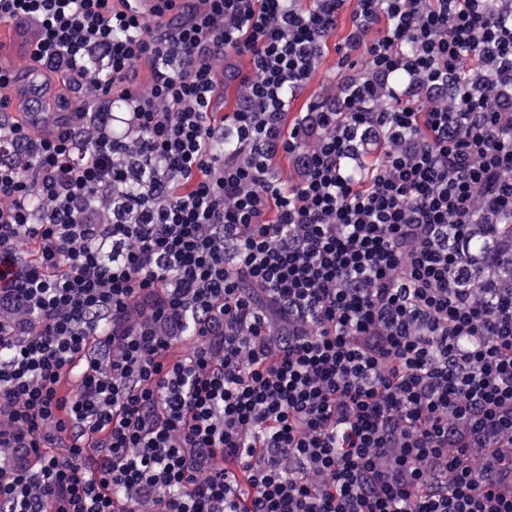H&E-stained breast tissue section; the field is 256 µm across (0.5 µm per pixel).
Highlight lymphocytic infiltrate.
Masks as SVG:
<instances>
[{
    "instance_id": "1",
    "label": "lymphocytic infiltrate",
    "mask_w": 512,
    "mask_h": 512,
    "mask_svg": "<svg viewBox=\"0 0 512 512\" xmlns=\"http://www.w3.org/2000/svg\"><path fill=\"white\" fill-rule=\"evenodd\" d=\"M346 2L0 0L81 100L0 97V512H512V4L354 0L364 81L289 118ZM20 76L21 80L17 88H23L28 84L25 72H21ZM17 88H15L10 100L11 105H17L21 100L24 102L27 112L19 114L23 125L36 131H53L55 129V115L53 112H47L50 102L43 99L41 93L33 86H27L22 90Z\"/></svg>"
}]
</instances>
